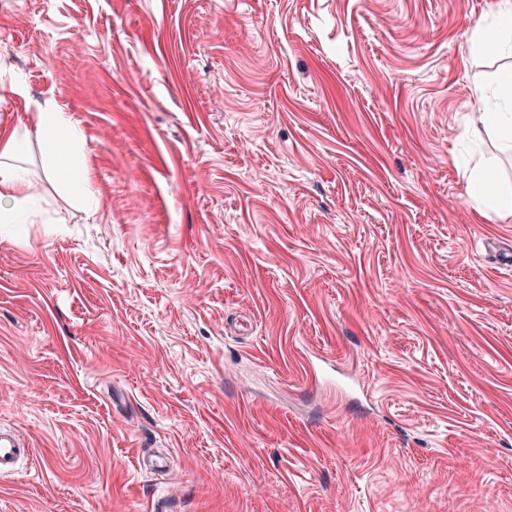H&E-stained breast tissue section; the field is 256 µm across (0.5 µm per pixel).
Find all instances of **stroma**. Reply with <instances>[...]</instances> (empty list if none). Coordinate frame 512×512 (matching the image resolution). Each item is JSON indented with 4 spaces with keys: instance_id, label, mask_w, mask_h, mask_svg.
<instances>
[{
    "instance_id": "obj_1",
    "label": "stroma",
    "mask_w": 512,
    "mask_h": 512,
    "mask_svg": "<svg viewBox=\"0 0 512 512\" xmlns=\"http://www.w3.org/2000/svg\"><path fill=\"white\" fill-rule=\"evenodd\" d=\"M497 0H0V512H512ZM74 127L99 204L46 177ZM166 456L160 470L140 458ZM28 132L0 128V234L12 236L15 224H34L32 181L15 161ZM467 184L471 201L482 202L500 217L512 216V184L500 178L492 163L483 157L474 159ZM30 441H20L14 436L0 431V475L10 474L15 470L17 463L32 455L33 448Z\"/></svg>"
}]
</instances>
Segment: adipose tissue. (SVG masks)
<instances>
[{
  "label": "adipose tissue",
  "instance_id": "1",
  "mask_svg": "<svg viewBox=\"0 0 512 512\" xmlns=\"http://www.w3.org/2000/svg\"><path fill=\"white\" fill-rule=\"evenodd\" d=\"M472 37L478 52L512 56V0H499L493 33L478 28ZM490 92L497 104L480 112L478 120L498 133L502 152L512 153V67L497 72ZM37 127L46 172L82 200L88 213H95L98 200L90 185L87 161L75 148L69 125L60 113L47 110L38 113ZM25 138L20 127L0 128V234L4 236L13 235L16 225L31 223L34 216L32 181L16 163ZM467 194L471 201L485 204L499 216H512V183L501 179L484 158L472 162Z\"/></svg>",
  "mask_w": 512,
  "mask_h": 512
}]
</instances>
